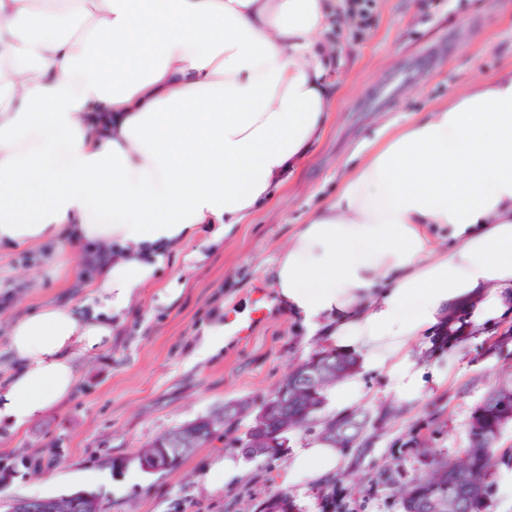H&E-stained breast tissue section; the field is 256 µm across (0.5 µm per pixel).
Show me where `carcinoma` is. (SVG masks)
I'll return each mask as SVG.
<instances>
[{
    "label": "carcinoma",
    "instance_id": "obj_1",
    "mask_svg": "<svg viewBox=\"0 0 512 512\" xmlns=\"http://www.w3.org/2000/svg\"><path fill=\"white\" fill-rule=\"evenodd\" d=\"M465 326L464 315L458 314L448 320V326L432 339L433 348L437 351H450L465 340L461 336ZM325 349L313 351L307 358L296 365V369L288 372V380L293 382L296 374L316 362L325 360ZM359 369L357 359L349 354L336 353V377L331 382L349 376ZM512 389L504 386L497 389L491 396L479 404L471 413L468 430V447L465 457L456 461L432 456L427 451L428 440L423 433H410L405 446L414 450L418 455L424 472L412 477L404 484H397L394 471L390 470L376 478V484L387 486L395 492L400 501L402 512H433L436 503L441 499L452 497L456 500V512H484L487 497L494 484L498 465L504 454L500 453L498 441L503 429L512 423V400L509 393ZM324 407L322 391L314 394L304 392L295 387L288 389V403L279 410L277 424L266 433V438L275 445L266 449L262 456L272 458L285 446L288 432L305 426L317 418ZM358 415L354 412L332 416L329 421L343 429L346 444L356 448L358 455L369 452L371 435L357 433L352 427V421ZM200 422L197 446L210 444L215 439L216 420L206 416L199 417ZM239 419L224 418V431H233L232 445L241 450L248 458L257 457L252 442L256 433L251 425L239 428ZM165 471L178 469L194 449L169 446ZM327 512H347L345 496L338 493L336 487H331L324 495ZM254 512H298L295 500L288 492L275 491L261 500Z\"/></svg>",
    "mask_w": 512,
    "mask_h": 512
}]
</instances>
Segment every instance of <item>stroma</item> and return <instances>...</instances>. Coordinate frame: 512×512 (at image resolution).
<instances>
[{
    "label": "stroma",
    "instance_id": "35a3bbf8",
    "mask_svg": "<svg viewBox=\"0 0 512 512\" xmlns=\"http://www.w3.org/2000/svg\"><path fill=\"white\" fill-rule=\"evenodd\" d=\"M376 12L377 23L362 36L348 25L331 27L337 53L327 78L336 88L335 104L322 139L274 201L221 242L183 247L116 318L111 344L78 360L79 383L70 398L21 430L0 424V452L56 460L42 470L19 468L12 482L0 484V503L88 490L99 494L105 512H244L284 489L300 512H320L323 485L284 482L292 449L319 435L317 421L290 432L279 457L248 460V478L239 483L204 484L208 467L233 452L224 437L169 473L143 472L137 455L164 432L222 412L225 403L254 405L270 397L289 368L319 348L318 338L281 311L271 287L289 234L335 197L358 152L388 126L431 111L477 76L512 67V0H376ZM31 253L35 263L23 265L20 249L0 247V277L12 279L18 292L13 309L0 312L2 365L9 362L13 314L49 302L77 307L88 296L72 282L60 243ZM259 304L265 314L252 319ZM230 313L251 319L249 338L225 339L214 354L197 359L205 335ZM414 358L448 379L423 400L400 403L359 468L341 463L338 477L352 512H402L392 491L373 480L386 468L403 481L418 471L417 456L401 447L409 429L438 412L432 454L460 455L472 410L494 387L512 386V345L489 356L476 336L464 350L442 356L419 345ZM116 458L128 459V466L113 470Z\"/></svg>",
    "mask_w": 512,
    "mask_h": 512
}]
</instances>
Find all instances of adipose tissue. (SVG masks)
<instances>
[{"label": "adipose tissue", "mask_w": 512, "mask_h": 512, "mask_svg": "<svg viewBox=\"0 0 512 512\" xmlns=\"http://www.w3.org/2000/svg\"><path fill=\"white\" fill-rule=\"evenodd\" d=\"M333 0H0V245L59 238L105 255L92 309L13 317L0 420L20 428L78 385L77 361L200 235L268 205L336 98ZM272 286L308 335L385 373L400 401L441 385L413 358L462 304L512 305V69L379 139L279 250ZM311 438L288 482L332 480Z\"/></svg>", "instance_id": "1"}]
</instances>
